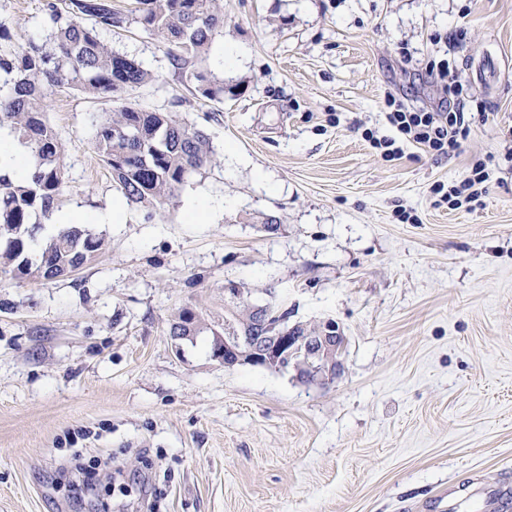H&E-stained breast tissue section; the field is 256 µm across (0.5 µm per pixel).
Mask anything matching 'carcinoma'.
<instances>
[{
  "mask_svg": "<svg viewBox=\"0 0 512 512\" xmlns=\"http://www.w3.org/2000/svg\"><path fill=\"white\" fill-rule=\"evenodd\" d=\"M47 4V35L25 48L0 49V129L30 151L33 172L16 180L0 168V275L51 281L103 253L108 242L81 224H68L34 254V230L48 223L67 187L65 148L46 118L48 99L61 88L106 99L113 107L95 124L101 161L124 198L159 210L214 161L210 138L174 112L149 111L125 101L128 87L153 79L143 63L112 51L99 31L132 24L169 45L181 82L201 96L224 100V80L204 66L224 15L218 0H134L122 11L112 0H62ZM224 316L246 336L255 335L249 304L224 306ZM208 330L191 308L180 309L172 336Z\"/></svg>",
  "mask_w": 512,
  "mask_h": 512,
  "instance_id": "carcinoma-1",
  "label": "carcinoma"
}]
</instances>
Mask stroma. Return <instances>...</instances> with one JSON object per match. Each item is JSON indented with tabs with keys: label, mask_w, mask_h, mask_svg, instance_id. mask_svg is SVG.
Instances as JSON below:
<instances>
[{
	"label": "stroma",
	"mask_w": 512,
	"mask_h": 512,
	"mask_svg": "<svg viewBox=\"0 0 512 512\" xmlns=\"http://www.w3.org/2000/svg\"><path fill=\"white\" fill-rule=\"evenodd\" d=\"M48 0H0V46L43 37ZM223 103L180 83L166 45L101 32L153 81L126 101L178 112L217 162L184 200L95 224L109 246L71 275L0 280V512H448L449 487L512 486V0H221ZM454 59L472 103L459 154L408 144L385 161L387 94L442 102ZM108 102L63 90L61 209L120 199L94 145ZM489 160L481 203L435 204ZM411 220L402 221L398 212ZM281 226L262 229L267 218ZM275 299L289 324L332 320L344 369L224 367V287ZM193 308L210 335L175 340ZM186 220L190 224H207L214 215L224 210V199L203 201L193 192L186 195Z\"/></svg>",
	"instance_id": "obj_1"
}]
</instances>
